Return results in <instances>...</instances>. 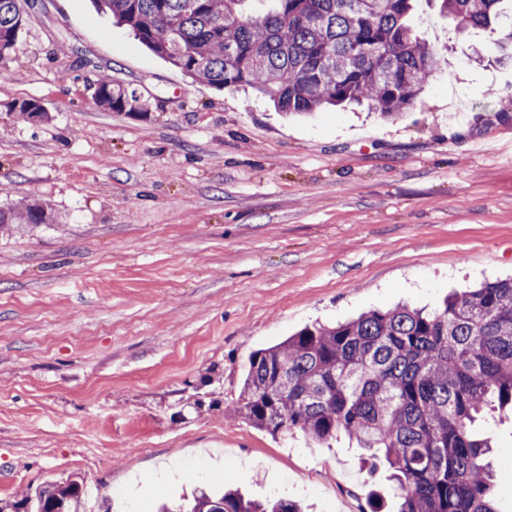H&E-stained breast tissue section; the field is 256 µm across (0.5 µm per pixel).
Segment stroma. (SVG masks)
<instances>
[{
    "instance_id": "stroma-1",
    "label": "stroma",
    "mask_w": 512,
    "mask_h": 512,
    "mask_svg": "<svg viewBox=\"0 0 512 512\" xmlns=\"http://www.w3.org/2000/svg\"><path fill=\"white\" fill-rule=\"evenodd\" d=\"M0 78V512L83 478L87 512H178L224 487L301 512L392 497L341 439L235 413L250 354L305 326L512 276V61L480 62L437 0L411 21L441 67L418 103L279 113L184 76L90 0H28ZM149 110L92 102L101 76ZM40 103L44 120L17 119ZM500 512L512 427L493 418ZM47 213L37 204L24 208L0 209V227L2 224H46Z\"/></svg>"
}]
</instances>
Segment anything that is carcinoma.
I'll return each instance as SVG.
<instances>
[{"mask_svg": "<svg viewBox=\"0 0 512 512\" xmlns=\"http://www.w3.org/2000/svg\"><path fill=\"white\" fill-rule=\"evenodd\" d=\"M155 54L184 74L230 91L249 87L285 113L366 101L385 117L414 106L439 68L409 23L414 0H94ZM459 31L505 32L512 0H441ZM24 0H0V63L11 56ZM96 105L146 112L135 92L105 78ZM43 207L0 209L2 224H44ZM491 411L512 417V278L454 293L432 311L397 305L334 326H306L254 352L235 412L284 438L315 443L339 434L383 458L397 512H498L491 441L475 424ZM84 480L49 482L15 512H79ZM179 512H299L235 491H202Z\"/></svg>", "mask_w": 512, "mask_h": 512, "instance_id": "obj_1", "label": "carcinoma"}]
</instances>
